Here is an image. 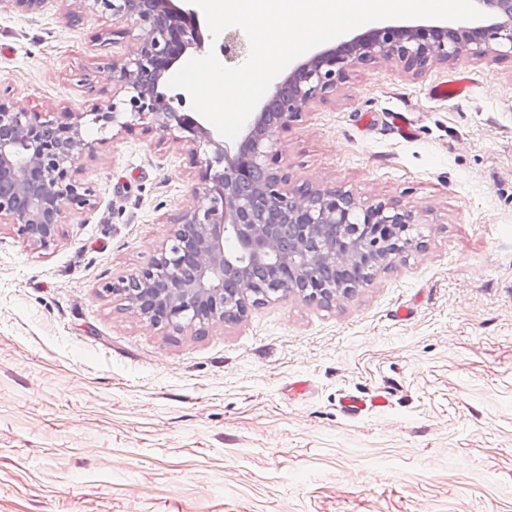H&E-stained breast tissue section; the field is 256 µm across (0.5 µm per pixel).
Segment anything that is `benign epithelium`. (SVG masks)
I'll use <instances>...</instances> for the list:
<instances>
[{"label": "benign epithelium", "instance_id": "obj_1", "mask_svg": "<svg viewBox=\"0 0 512 512\" xmlns=\"http://www.w3.org/2000/svg\"><path fill=\"white\" fill-rule=\"evenodd\" d=\"M49 0H0L15 9L41 10ZM132 23L136 48L119 67L127 96L94 112L93 121L117 131L139 121L193 145L204 165L196 204L171 221L170 244L145 269L108 284L128 306L155 326L178 330L235 322L260 302L290 293L330 303L358 285L362 271L379 261L378 248L400 255L420 246L411 210L394 202L362 204L336 186H290L277 167L284 133L314 102L336 90L357 64L397 60L422 75L465 52L475 59L512 58V0H475L487 17L463 23L382 25L319 51L278 79L232 147L216 141L198 118L181 112L159 90L190 49L205 42L197 13L173 0H91ZM81 116L14 109L0 102V222L14 224L41 248L55 243L64 214L92 206L91 191L75 176L92 144ZM341 224L363 225L356 242L359 270L335 287L336 262L308 260L309 238H336Z\"/></svg>", "mask_w": 512, "mask_h": 512}]
</instances>
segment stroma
<instances>
[{
    "mask_svg": "<svg viewBox=\"0 0 512 512\" xmlns=\"http://www.w3.org/2000/svg\"><path fill=\"white\" fill-rule=\"evenodd\" d=\"M129 27L83 0L0 10V101L82 114L94 146L92 208L54 245L0 223V512H512V60L358 65L310 105L281 138L292 185L400 201L424 246L331 304L200 333L104 291L152 262L199 173L189 144L90 118L126 97ZM457 76L465 98L434 96ZM346 393L387 402L351 417Z\"/></svg>",
    "mask_w": 512,
    "mask_h": 512,
    "instance_id": "1",
    "label": "stroma"
}]
</instances>
